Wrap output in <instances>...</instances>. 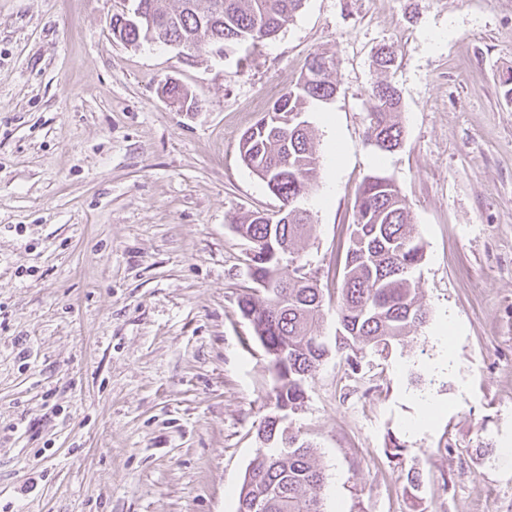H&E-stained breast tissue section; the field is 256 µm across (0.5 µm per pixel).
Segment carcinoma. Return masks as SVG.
Listing matches in <instances>:
<instances>
[{
	"label": "carcinoma",
	"mask_w": 512,
	"mask_h": 512,
	"mask_svg": "<svg viewBox=\"0 0 512 512\" xmlns=\"http://www.w3.org/2000/svg\"><path fill=\"white\" fill-rule=\"evenodd\" d=\"M154 23V38L135 29L125 14L112 16V35L138 47L149 40L163 45L184 43L196 52L221 54L257 48L275 37L302 8L305 0H135ZM396 50L380 48L376 68L395 66ZM312 56L292 88L280 93L260 120L247 129L239 154L281 202L284 213L272 218L253 211L233 224L245 241L246 273L254 284L238 308L269 358L274 386L273 408L260 422V448L251 461L238 495L237 512H325L320 491L325 474L312 446L285 426L282 418L303 406L306 385L331 351L345 357L352 371L369 353L388 355L411 332L428 321L415 278L423 243L411 224L410 206L387 176H366L356 194V217L350 225L342 287L336 298V334L329 344L319 331L325 296L311 272L282 270L299 255V242L312 236V212L296 209L294 199L306 196L316 183L319 156L305 114L337 93L336 63L316 78ZM161 93L187 108L194 97L183 83L165 80ZM368 140L377 150L392 153L403 145L397 121L401 98L385 79L371 88Z\"/></svg>",
	"instance_id": "cac0c4a2"
}]
</instances>
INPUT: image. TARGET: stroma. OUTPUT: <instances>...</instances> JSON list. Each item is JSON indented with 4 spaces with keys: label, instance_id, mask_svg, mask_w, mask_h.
<instances>
[{
    "label": "stroma",
    "instance_id": "obj_1",
    "mask_svg": "<svg viewBox=\"0 0 512 512\" xmlns=\"http://www.w3.org/2000/svg\"><path fill=\"white\" fill-rule=\"evenodd\" d=\"M126 0H0V512H237L269 411V360L242 319L231 221L280 202L239 157L244 131L317 53L337 93L308 114L313 235L343 280L364 177L405 195L428 322L361 372L329 355L292 428L325 512H512V0H305L244 58L113 38ZM395 45L379 75L376 50ZM401 97L402 147L367 141L369 93ZM175 78L198 101L160 94ZM453 319L457 368L432 373ZM438 400L412 432L418 395ZM403 465L385 454L390 437ZM423 473L411 501L402 466Z\"/></svg>",
    "mask_w": 512,
    "mask_h": 512
}]
</instances>
